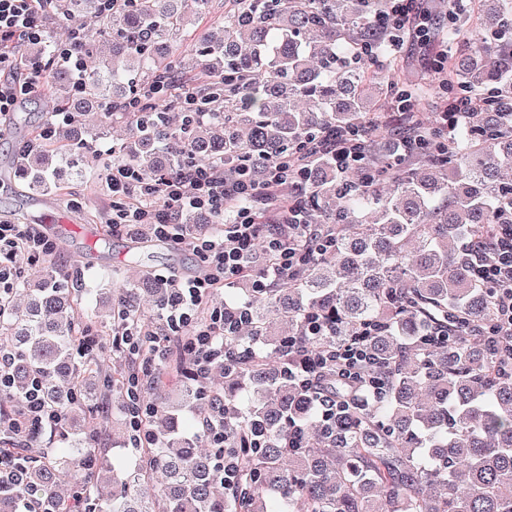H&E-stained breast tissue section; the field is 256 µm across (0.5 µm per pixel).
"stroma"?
I'll list each match as a JSON object with an SVG mask.
<instances>
[{"mask_svg":"<svg viewBox=\"0 0 512 512\" xmlns=\"http://www.w3.org/2000/svg\"><path fill=\"white\" fill-rule=\"evenodd\" d=\"M14 150L0 141V170L9 172ZM73 195L57 194L34 201L22 192L17 177L0 181V222L28 224L56 244L55 263L83 305L95 306L100 294L135 279L149 269L154 274L187 279L202 273L204 264L187 246L159 245L148 250L136 248L129 234L114 235L109 229L112 195L105 180L95 177L93 185L77 184ZM81 202L92 213L91 221L73 216V202ZM118 392L104 396L105 412L90 427L101 443L105 459L131 464L137 459L134 448L124 441V422L117 413Z\"/></svg>","mask_w":512,"mask_h":512,"instance_id":"1","label":"stroma"}]
</instances>
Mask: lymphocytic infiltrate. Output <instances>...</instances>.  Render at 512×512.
<instances>
[{
    "label": "lymphocytic infiltrate",
    "mask_w": 512,
    "mask_h": 512,
    "mask_svg": "<svg viewBox=\"0 0 512 512\" xmlns=\"http://www.w3.org/2000/svg\"><path fill=\"white\" fill-rule=\"evenodd\" d=\"M54 0H0V122L8 121L16 111L18 95L33 88L42 72L40 64L24 65L13 53L18 42L40 44L45 20ZM288 181V168L281 161L271 160L263 180L256 181L242 172H227L205 166H188L176 176H159L143 181L120 163H112L106 184L113 204L122 211L113 219V229L130 224H151L176 245L190 244L192 250L206 263L204 275L177 282L178 304L171 312L172 320L186 322L194 319L202 303L217 287L240 279L247 268V259L263 229L257 224L248 205L256 197H273ZM242 203L233 223L225 225L220 240H187L181 225L170 223V210L207 208L220 211L226 200ZM52 243L41 233L18 224H0V307H7L13 281L19 275L14 260L19 254L38 257L52 250ZM270 257L263 270V279L276 283L294 276L301 260L299 249L290 240L275 237L269 242ZM474 277L492 285L495 290L496 327L490 344L504 351L512 347V224L499 227L496 239L476 258L472 265ZM223 318L199 326L182 345L184 353L192 356L199 371L222 359L223 349L213 344L214 337L223 335ZM372 355L364 343L356 342L335 353L309 351L291 365L290 375L306 389H313L325 370H333L355 383L358 390L380 394L381 388L366 384L362 371L371 363Z\"/></svg>",
    "instance_id": "f902f5d3"
}]
</instances>
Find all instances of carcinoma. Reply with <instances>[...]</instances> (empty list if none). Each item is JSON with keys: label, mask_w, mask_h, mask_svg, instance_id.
<instances>
[{"label": "carcinoma", "mask_w": 512, "mask_h": 512, "mask_svg": "<svg viewBox=\"0 0 512 512\" xmlns=\"http://www.w3.org/2000/svg\"><path fill=\"white\" fill-rule=\"evenodd\" d=\"M211 0H57L59 28L77 14L99 23L57 54L63 38L47 30L35 50L45 75L29 97L49 94L70 114L67 147L51 138L22 162L24 189L64 190V177L119 162L144 180L202 164L243 166L255 180L279 158L292 167L287 193L275 202L283 235L302 224L328 229V245L308 256L297 277L243 300L224 299V359L219 383L196 378L195 361L177 351L154 359L151 340L166 326L158 315L176 301L168 281L144 270L118 288L108 315L80 311L51 254L25 306L0 315V350L12 356L0 385L14 409L32 385L58 413L66 447L45 453L0 447L23 456L25 480L0 484V512H20L32 497L49 512H512V361L486 344L495 317L493 289L474 279L469 243H489L497 225L512 224V0H473L448 9L429 34L437 46L463 44L430 60L428 91L467 116L448 125L424 122L401 106L417 87L396 63L401 32L375 30L389 0H237L222 36L195 33ZM196 57L199 77L185 80L173 46ZM193 88L192 106L184 87ZM401 108L410 129L400 157L387 155L390 127L383 104ZM179 113L172 125L169 113ZM122 124L112 160L91 143ZM352 133L357 166L346 171L321 151L332 132ZM224 215L175 211L171 223L195 236L217 234ZM112 317L134 322L128 364L110 374L103 346L84 349ZM319 318L312 335L308 320ZM365 337L383 380L380 401L361 402L325 422L314 397L284 370L288 352L333 351ZM455 327L442 341L430 336ZM340 401L350 382L327 372ZM119 390L123 412L144 415L155 440L137 463L107 464L82 427L105 392ZM224 406V452L239 459L228 483L214 468L216 449L203 423ZM200 431L184 433L181 413ZM304 426L301 448L288 447L291 425ZM263 432L254 441V431ZM156 497L140 493L155 476ZM71 493H59L61 483Z\"/></svg>", "instance_id": "1"}]
</instances>
